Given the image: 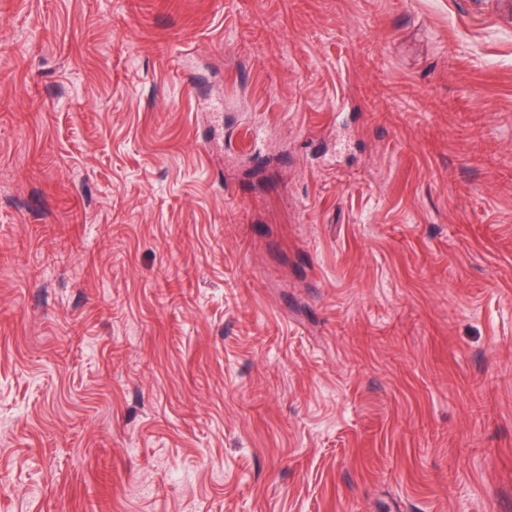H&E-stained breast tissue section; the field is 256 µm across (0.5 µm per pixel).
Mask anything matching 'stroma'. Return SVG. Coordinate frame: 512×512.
Listing matches in <instances>:
<instances>
[{
	"label": "stroma",
	"instance_id": "stroma-1",
	"mask_svg": "<svg viewBox=\"0 0 512 512\" xmlns=\"http://www.w3.org/2000/svg\"><path fill=\"white\" fill-rule=\"evenodd\" d=\"M0 512H512L496 0H0Z\"/></svg>",
	"mask_w": 512,
	"mask_h": 512
}]
</instances>
